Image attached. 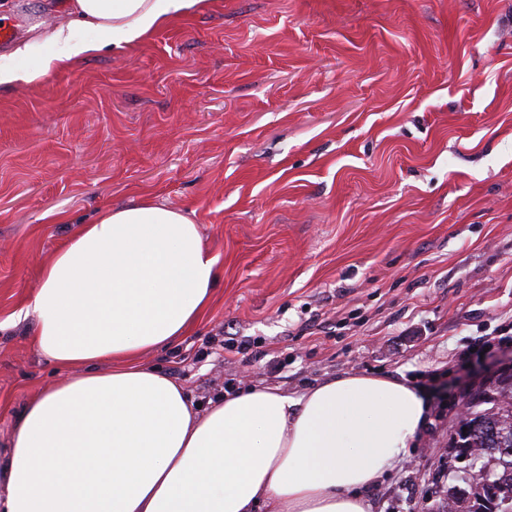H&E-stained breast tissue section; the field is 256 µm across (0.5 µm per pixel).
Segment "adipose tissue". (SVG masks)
Listing matches in <instances>:
<instances>
[{"label": "adipose tissue", "instance_id": "adipose-tissue-1", "mask_svg": "<svg viewBox=\"0 0 512 512\" xmlns=\"http://www.w3.org/2000/svg\"><path fill=\"white\" fill-rule=\"evenodd\" d=\"M199 2L68 0L69 22L0 64V86L137 43ZM38 279L29 336L68 375L27 402L0 454V512H372L365 490L426 425L430 404L404 380L348 374L296 398L248 386L202 415L138 364L187 335L220 282L198 224L166 204L104 208Z\"/></svg>", "mask_w": 512, "mask_h": 512}]
</instances>
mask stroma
<instances>
[{"label":"stroma","instance_id":"obj_1","mask_svg":"<svg viewBox=\"0 0 512 512\" xmlns=\"http://www.w3.org/2000/svg\"><path fill=\"white\" fill-rule=\"evenodd\" d=\"M64 2L9 0L17 43ZM142 198L194 213L222 279L195 331L141 363L203 407L438 376L407 462L366 492L374 512H436L462 401L512 361V0H202L1 88L0 450L63 374L18 318L39 264Z\"/></svg>","mask_w":512,"mask_h":512}]
</instances>
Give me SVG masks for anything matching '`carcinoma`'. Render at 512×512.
Here are the masks:
<instances>
[{"mask_svg": "<svg viewBox=\"0 0 512 512\" xmlns=\"http://www.w3.org/2000/svg\"><path fill=\"white\" fill-rule=\"evenodd\" d=\"M468 428L466 436L454 432L449 448L454 458L462 449L478 461L476 467L457 474L464 475L463 493L454 499L441 501L445 512H477L484 503L499 499V512H512V373L502 374L477 390L471 398L468 415L462 422Z\"/></svg>", "mask_w": 512, "mask_h": 512, "instance_id": "1", "label": "carcinoma"}]
</instances>
